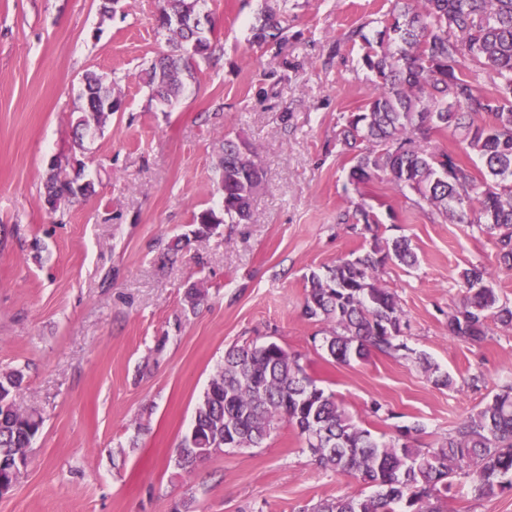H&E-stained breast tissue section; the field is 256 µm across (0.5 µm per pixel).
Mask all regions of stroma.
<instances>
[{"label":"stroma","instance_id":"obj_1","mask_svg":"<svg viewBox=\"0 0 512 512\" xmlns=\"http://www.w3.org/2000/svg\"><path fill=\"white\" fill-rule=\"evenodd\" d=\"M102 3L0 0V226L21 228L0 246V370H23L16 402L43 419L0 512H173L183 502L194 512H302L364 491L315 464L284 423L260 446L177 472L194 409L235 345L300 353L375 437L416 422L424 448L512 382V328L492 324L479 345L445 333L470 265L495 269L512 303V271H497L491 238L441 222L385 181L347 178L336 135L372 86L342 36L359 25L374 33L395 0H288L283 46L252 41L264 0H205L222 49L165 111L142 81L168 50L159 0H120L109 13ZM91 70L122 103L84 142L92 193L60 215L44 185L51 160L69 151ZM228 137L254 143L263 183L248 222L196 238L195 213L222 208ZM359 204L379 219L373 233L336 221ZM399 236L418 262L388 263L379 277L406 314L407 348L336 363L319 343L325 322L302 314L305 278ZM192 287L206 295L193 311ZM422 353L455 388L433 385ZM444 512H512V492L481 497L457 477Z\"/></svg>","mask_w":512,"mask_h":512}]
</instances>
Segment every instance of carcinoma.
I'll return each mask as SVG.
<instances>
[{"instance_id":"1","label":"carcinoma","mask_w":512,"mask_h":512,"mask_svg":"<svg viewBox=\"0 0 512 512\" xmlns=\"http://www.w3.org/2000/svg\"><path fill=\"white\" fill-rule=\"evenodd\" d=\"M288 0H270L253 27L258 45L288 43L283 19ZM156 20L169 33L171 52L152 63L144 83L152 99L170 106L187 82L196 80L201 59L220 47L215 19L203 15L201 0H161ZM375 35L356 28L348 40L360 42L359 64L370 76L372 95L350 114L339 141L352 165L348 180L377 177L401 193L414 196L450 224L477 227L488 235L500 266L512 270V0H398L382 14ZM204 55H190L192 41ZM81 116L77 118L71 158L84 151L91 123L101 125L118 111L120 99L103 76H82ZM460 138L437 152L426 145L436 133ZM484 164L477 177L468 163ZM257 153L247 140H224L218 169L224 188V213L206 209L195 215L197 234L212 225L240 224L250 218L253 194L263 175ZM70 172L47 178L46 198L58 210L69 206ZM366 232L379 223L370 209L355 210ZM413 266L418 257L409 239L340 259L305 284L303 315L328 324L322 348L338 363L363 361L373 353L393 355L406 323L397 296L384 287L378 271L388 262ZM494 271L472 264L460 275V304L448 314V337L481 344L488 321L512 327V306L492 285ZM301 357L275 342L233 346L224 366L211 378L194 411V441L183 438L174 467L183 473L222 448L256 447L274 424L285 422L304 442L319 441L317 464L353 475L376 488L372 494L319 500L306 512H443L450 478L470 477L482 496L512 491V384L499 389L484 406L467 416L435 448H422L419 424L405 427L387 442L357 424L336 398L325 393L300 363ZM419 360L437 386L454 381L424 354ZM23 381L19 370L0 372V477L17 484L24 473L18 460L40 431L42 420L16 405Z\"/></svg>"}]
</instances>
